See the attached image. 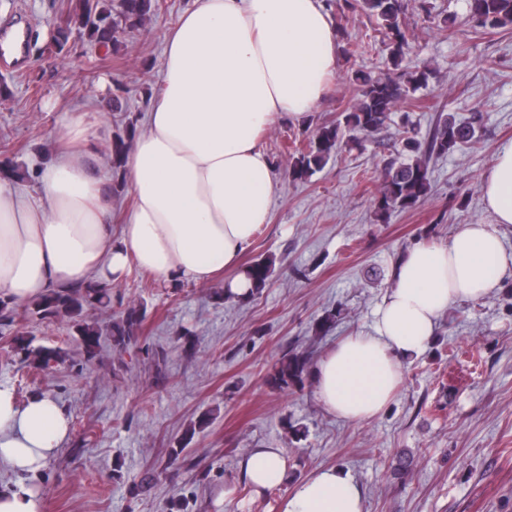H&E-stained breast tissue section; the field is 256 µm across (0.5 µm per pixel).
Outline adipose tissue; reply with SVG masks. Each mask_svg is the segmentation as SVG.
<instances>
[{"instance_id":"ef3b65f1","label":"adipose tissue","mask_w":512,"mask_h":512,"mask_svg":"<svg viewBox=\"0 0 512 512\" xmlns=\"http://www.w3.org/2000/svg\"><path fill=\"white\" fill-rule=\"evenodd\" d=\"M164 43L162 88L126 161L133 205L120 236L85 162L96 135L73 115L63 138L81 148L60 149L41 168L34 198L0 179V298L25 303L51 289L109 285L132 263L196 283L233 268L226 291L249 293L239 258L267 223L274 190L259 137L276 119L305 121L323 98L337 67V32L321 0H195ZM481 191L493 223L462 224L447 243L410 249L371 332L342 337L317 361L314 389L330 414L357 424L376 417L404 360L428 346L448 308L512 275L498 232L512 224V145L483 174ZM68 434L55 401L21 402L0 387V464L37 473ZM230 481L258 494L285 488L280 512H364L350 472L324 468L295 481L278 448L251 449Z\"/></svg>"}]
</instances>
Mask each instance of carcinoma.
Here are the masks:
<instances>
[{"label": "carcinoma", "instance_id": "obj_1", "mask_svg": "<svg viewBox=\"0 0 512 512\" xmlns=\"http://www.w3.org/2000/svg\"><path fill=\"white\" fill-rule=\"evenodd\" d=\"M157 0H68L66 7V31L56 32L58 48L68 42L72 31L106 49L117 44V30L141 25L155 8ZM353 10L381 21L393 36L390 51L391 64L399 66L407 38L402 27L404 0H355ZM470 22L475 31L512 26V0H470ZM432 71L426 67L406 69L392 77L363 76L360 78L359 96L348 111L336 121L319 127L313 139L303 148L295 149L289 176L306 180L327 164L332 154L342 147L360 142L391 121L392 112L402 101L429 85ZM481 122L476 115L473 121L461 125L443 112L437 113L426 136L418 138L414 127L407 128L402 142V158L390 162L384 169L383 179L374 198L377 221L386 223L397 211L416 206L429 193V162L432 157L444 156L468 143L475 134V125ZM131 146V137L116 135L107 148V157L113 171L125 166ZM273 272L272 261L257 260L249 265L246 274L253 287L251 294L260 293L269 283ZM112 308L110 289L90 283L85 287L51 290L18 309L0 300V318L13 323L16 316L31 315L53 321L67 318L77 331V342L88 358L97 356L106 339L121 347L139 327L138 309H128L119 319L106 321L102 315ZM11 351L23 355L22 361L35 369L46 370L50 363L64 360L61 349L33 348L19 337L12 340ZM309 364L303 352L286 354L271 373L270 380L276 387H288L303 383Z\"/></svg>", "mask_w": 512, "mask_h": 512}]
</instances>
